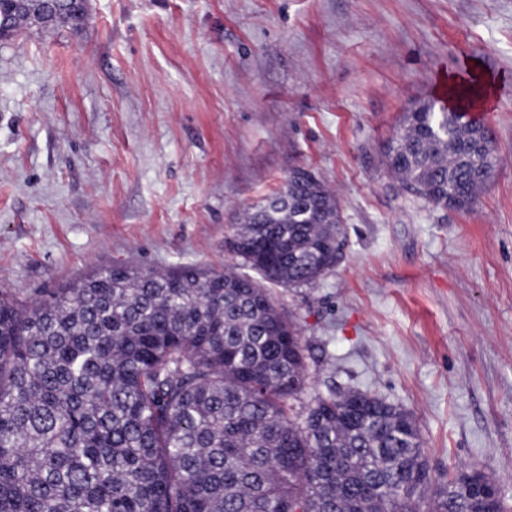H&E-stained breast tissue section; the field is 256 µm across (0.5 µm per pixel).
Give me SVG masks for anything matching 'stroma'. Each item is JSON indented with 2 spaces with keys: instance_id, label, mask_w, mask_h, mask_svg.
Listing matches in <instances>:
<instances>
[{
  "instance_id": "obj_1",
  "label": "stroma",
  "mask_w": 512,
  "mask_h": 512,
  "mask_svg": "<svg viewBox=\"0 0 512 512\" xmlns=\"http://www.w3.org/2000/svg\"><path fill=\"white\" fill-rule=\"evenodd\" d=\"M80 32L0 42V288L114 264L221 269L234 218L303 167L344 259L272 286L325 377L411 412L442 482L512 505V0H90ZM482 68L496 168L467 211L382 163L404 112Z\"/></svg>"
}]
</instances>
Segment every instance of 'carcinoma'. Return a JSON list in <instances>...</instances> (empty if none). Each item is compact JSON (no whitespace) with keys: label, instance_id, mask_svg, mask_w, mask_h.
Segmentation results:
<instances>
[{"label":"carcinoma","instance_id":"1","mask_svg":"<svg viewBox=\"0 0 512 512\" xmlns=\"http://www.w3.org/2000/svg\"><path fill=\"white\" fill-rule=\"evenodd\" d=\"M89 20L0 0L14 35ZM482 95L463 79L459 102ZM485 124L419 100L383 163L405 192L470 207L496 155ZM346 241L339 199L312 172L234 225V267L97 268L23 300L0 289V512H512L471 468L442 484L411 413L334 382L308 401L299 323L264 282L316 287Z\"/></svg>","mask_w":512,"mask_h":512}]
</instances>
